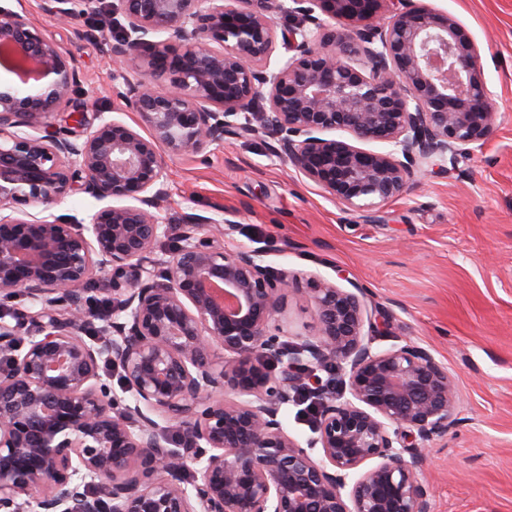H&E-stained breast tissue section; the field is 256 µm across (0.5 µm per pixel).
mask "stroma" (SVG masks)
Listing matches in <instances>:
<instances>
[{
    "instance_id": "1",
    "label": "stroma",
    "mask_w": 512,
    "mask_h": 512,
    "mask_svg": "<svg viewBox=\"0 0 512 512\" xmlns=\"http://www.w3.org/2000/svg\"><path fill=\"white\" fill-rule=\"evenodd\" d=\"M423 2L454 15L481 49L498 112L481 152L451 174L418 173L366 222L262 140L228 139L202 160L167 159L170 195L159 210L167 234L158 248L178 243L183 213L211 217L223 206L236 223L229 245L263 249L269 266L295 275L283 301L292 337L318 329L309 278L366 288L368 306L389 317L374 348L410 341L431 349L455 383L459 423L433 445L425 470L434 512H512V0ZM21 5L111 110L114 66L100 43L76 40L46 0Z\"/></svg>"
}]
</instances>
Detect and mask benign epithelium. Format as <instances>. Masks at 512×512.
Wrapping results in <instances>:
<instances>
[{
    "label": "benign epithelium",
    "instance_id": "benign-epithelium-1",
    "mask_svg": "<svg viewBox=\"0 0 512 512\" xmlns=\"http://www.w3.org/2000/svg\"><path fill=\"white\" fill-rule=\"evenodd\" d=\"M52 2L60 21L106 14ZM112 13L115 111L131 124L0 5V67L17 78L0 88V211L77 190L105 203L82 220L0 216V300L31 304L0 312V512H433L426 450L457 423L448 368L411 342L373 349L363 327L381 322L357 284L310 280L318 331L289 341L295 279L226 246L223 217L185 214L158 257V209L165 157L263 136L374 221L418 172L453 170L494 135L478 45L415 0H119ZM277 14L294 23L274 60ZM76 104L81 130L53 122ZM96 277L107 312L86 296ZM332 365L329 387L317 372ZM304 390L317 416L302 440L281 411Z\"/></svg>",
    "mask_w": 512,
    "mask_h": 512
}]
</instances>
